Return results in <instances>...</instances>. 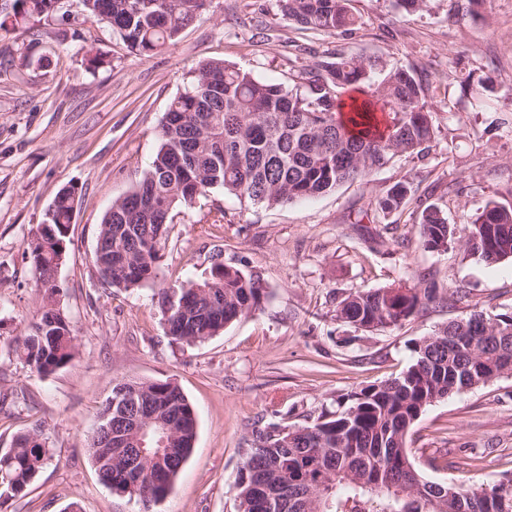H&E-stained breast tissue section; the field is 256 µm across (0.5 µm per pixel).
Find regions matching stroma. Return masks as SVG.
Masks as SVG:
<instances>
[{
    "instance_id": "stroma-1",
    "label": "stroma",
    "mask_w": 512,
    "mask_h": 512,
    "mask_svg": "<svg viewBox=\"0 0 512 512\" xmlns=\"http://www.w3.org/2000/svg\"><path fill=\"white\" fill-rule=\"evenodd\" d=\"M352 7L362 22L355 34L286 25L267 43L252 17L276 13V0H208L197 22L149 58L86 18L79 0H65L51 23L0 30V395L10 400L0 410V452L35 425L52 451L26 495L0 499V512H66L73 503L82 512H142L100 482L89 448L113 386L149 380L177 383L197 415L192 454L152 512H237L239 468L272 411L291 425L336 411L340 395L404 371L413 340L465 312L512 310V261L488 264L456 245L425 250L415 222L434 205L462 228L489 202L512 204V0H430L410 15L395 0ZM315 53L424 71L439 144L285 206L213 189L178 209L154 283L104 284L92 263L102 217L150 167L162 117L198 65L222 61L286 85L293 64ZM399 182L410 201L381 215L379 200ZM65 185L78 195L59 299L79 353L43 377L12 348L41 312L29 254ZM219 211L224 221L213 223ZM217 258L259 274L267 300L205 342H172L159 289L207 277ZM402 282L441 299L373 333L337 321L349 293ZM409 446L419 472L437 483L477 485L511 472L512 376L428 407Z\"/></svg>"
}]
</instances>
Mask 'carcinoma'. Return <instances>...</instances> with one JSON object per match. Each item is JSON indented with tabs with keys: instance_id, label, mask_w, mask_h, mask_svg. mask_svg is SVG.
<instances>
[{
	"instance_id": "carcinoma-1",
	"label": "carcinoma",
	"mask_w": 512,
	"mask_h": 512,
	"mask_svg": "<svg viewBox=\"0 0 512 512\" xmlns=\"http://www.w3.org/2000/svg\"><path fill=\"white\" fill-rule=\"evenodd\" d=\"M282 18L296 29L332 37L361 26L351 0H277ZM86 16L105 21L140 56L172 44L202 14L205 0H80ZM54 0H12L0 14V30L54 18ZM353 89L365 99L346 101ZM428 83L415 70L382 59L336 55L296 73L293 84H269L222 61L200 64L161 122V144L136 186L103 215L92 259L113 288L154 282L160 251L175 210L221 187L253 205H284L317 197L369 177L394 159L429 152L438 143L428 103ZM76 188H61L47 213L42 240L31 249L30 270L43 312L14 349L31 370L48 376L77 354L76 336L57 307L52 266L66 260ZM410 188L397 183L378 206L401 209ZM420 243L434 251L451 245L489 264L512 260V206L490 202L463 235L429 205L417 216ZM269 292L260 276L215 264L202 281L162 292L166 334L201 343L261 308ZM432 288L406 285L355 291L336 307V319L364 332L395 328L436 301ZM413 361L398 376L346 395L336 412L303 425L269 424L259 444L247 449L238 471V512H512V473L478 486L424 479L407 448V437L426 409L453 393L512 375V311L465 313L431 336L412 342ZM138 390L139 404L175 426L167 455L161 434H143L125 418L135 404L123 392ZM137 449L135 466L111 452L107 431ZM196 412L169 380L121 382L99 414L90 448L101 482L139 501L159 502L170 492L196 438ZM51 458L42 431L17 435L0 453V496L24 494ZM139 478L136 490L127 477Z\"/></svg>"
}]
</instances>
